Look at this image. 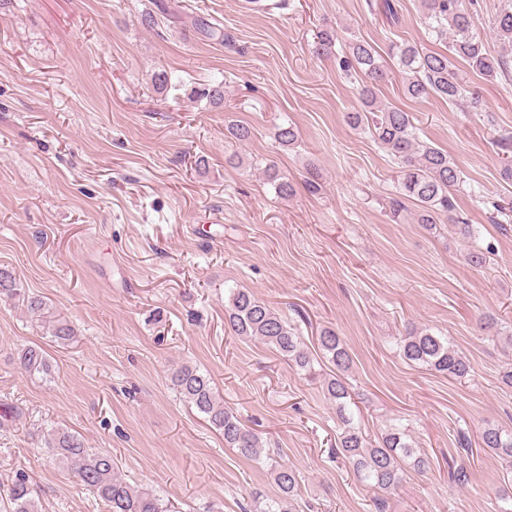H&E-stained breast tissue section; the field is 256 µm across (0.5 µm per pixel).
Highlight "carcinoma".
I'll return each instance as SVG.
<instances>
[{
  "label": "carcinoma",
  "mask_w": 512,
  "mask_h": 512,
  "mask_svg": "<svg viewBox=\"0 0 512 512\" xmlns=\"http://www.w3.org/2000/svg\"><path fill=\"white\" fill-rule=\"evenodd\" d=\"M428 29L439 39L448 40V52H426L416 44H394L391 55L397 58L404 75L405 93L411 98L435 95L450 102L462 101L475 112L483 111L480 95L470 89L460 77L454 61H466L480 74L507 79L512 76V60L491 56L485 39L478 32L475 17L463 5V0H422ZM177 18V14L164 3L157 10L140 15L146 28L159 26L161 20ZM195 28L210 41L231 45L232 38L224 28L202 18L193 21ZM491 31L507 52H512V0L491 22ZM338 41V34L322 30L317 35L316 52L329 54ZM341 70L361 73L365 82L359 95L362 111L348 114V122L355 128L369 131L373 139L396 160L400 169L397 196L390 200L389 211L397 217L404 209L403 200H413L418 206L416 221L429 228L445 219L462 239L476 241L479 231L457 213L455 188L461 183V171L448 157V153L422 144L415 131L412 117L400 109L378 103L375 86L385 81L387 72L374 48L360 40H352L337 57ZM190 95L207 100L214 106L224 104V82L213 81L191 90ZM274 138L283 147L298 141V132L292 125L275 129ZM267 180L282 196L293 189L270 164L264 170ZM17 301L30 318L42 324L53 341L67 346L76 336L73 326L62 316L51 312L41 296L22 288L13 272L0 267V299ZM224 321L229 332L240 338L255 339L274 349L298 369L312 372L314 359L305 347L296 329L282 316L251 292L239 288L230 290L224 309ZM320 350L335 369V375L325 381V393L336 404L340 422L337 436L338 453L353 475L384 493L395 492L402 480L405 467L411 465L425 469L427 459L412 447L407 428L391 424L379 441L367 440L361 427L354 424L349 410L350 394L345 375L351 368V358L343 340L332 329L319 336ZM399 354L407 361L455 378L470 375L467 358L458 352L447 337L438 336L428 329H412L397 340ZM20 368L30 374H51V364L45 352L37 346H28L17 354ZM171 381L184 401L195 406L208 417L210 424L224 436V446L237 449L245 457L259 458L260 438L233 412L224 408L217 397L211 378L199 368L182 365L171 376ZM483 447L512 467V429L489 425L480 433ZM44 447L64 467L108 507V512H168L167 505L156 493L131 486L115 471L112 456L93 452L83 442L64 429H53L44 436ZM271 473L279 494L264 512H294V497L299 476L292 468L276 461ZM0 512H38L35 508L34 489L29 476L16 474L0 498Z\"/></svg>",
  "instance_id": "obj_1"
}]
</instances>
